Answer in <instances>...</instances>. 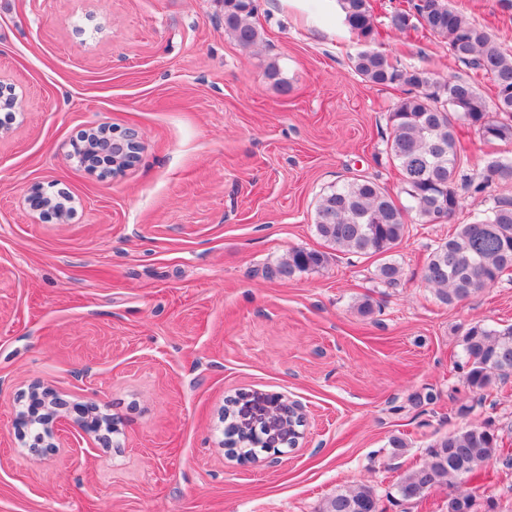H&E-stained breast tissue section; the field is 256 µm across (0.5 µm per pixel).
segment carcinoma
I'll list each match as a JSON object with an SVG mask.
<instances>
[{
	"instance_id": "obj_1",
	"label": "carcinoma",
	"mask_w": 512,
	"mask_h": 512,
	"mask_svg": "<svg viewBox=\"0 0 512 512\" xmlns=\"http://www.w3.org/2000/svg\"><path fill=\"white\" fill-rule=\"evenodd\" d=\"M224 33L240 47L251 48L261 38L253 21V0H221ZM344 25L362 49L352 58L353 72L381 87L405 85L406 96L389 112L390 137L385 152L399 176L407 204L371 178H352L322 194L315 207V229L323 242L338 251L381 257L376 269L380 283L393 286L400 266L388 258L409 233L408 217L424 224H441L455 215L467 197L487 205L460 224L431 250L423 272L426 285L440 303L451 306L486 288L512 271V157H498L473 168L459 139L460 125L474 128L486 141L512 142V53L506 52L488 28L474 23L462 8L448 0H429L388 16L395 35L421 31L446 40L449 54L475 78L441 79L431 70L400 69L381 49L378 23L371 0H336ZM490 79L495 98L488 102L476 82ZM327 255L315 249H293L272 270L279 278L315 271ZM463 386L482 402L501 383L512 378V325L483 323L462 336V358L456 362ZM231 444L243 454L256 453L259 431L233 423ZM496 461L512 468L502 437L492 421L468 422L427 448L423 463L407 470L395 485L399 500H421L439 486L455 480L472 482ZM319 512H380L377 491L368 485L338 488Z\"/></svg>"
}]
</instances>
